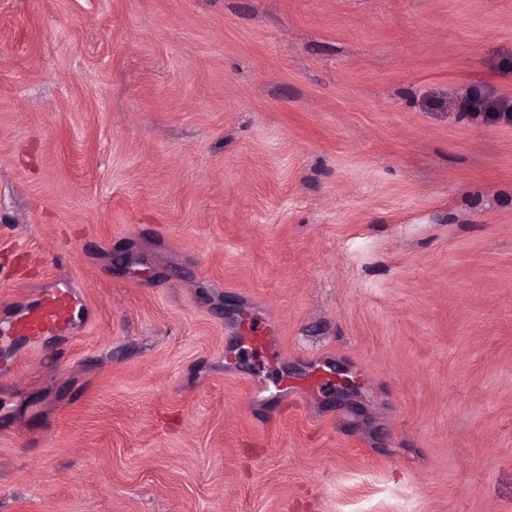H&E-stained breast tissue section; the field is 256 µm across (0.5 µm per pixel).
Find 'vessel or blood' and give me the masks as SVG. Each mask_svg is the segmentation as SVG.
<instances>
[{"instance_id": "b4317fda", "label": "vessel or blood", "mask_w": 512, "mask_h": 512, "mask_svg": "<svg viewBox=\"0 0 512 512\" xmlns=\"http://www.w3.org/2000/svg\"><path fill=\"white\" fill-rule=\"evenodd\" d=\"M84 318L85 306L72 289L45 288L37 298L12 310L7 321H0V344L65 338Z\"/></svg>"}]
</instances>
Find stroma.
Masks as SVG:
<instances>
[{"label":"stroma","mask_w":512,"mask_h":512,"mask_svg":"<svg viewBox=\"0 0 512 512\" xmlns=\"http://www.w3.org/2000/svg\"><path fill=\"white\" fill-rule=\"evenodd\" d=\"M471 91L512 97V0H0V314L87 309L0 352V512H512ZM85 305L72 288H43L37 298L0 319V344L40 343L69 337L85 318Z\"/></svg>","instance_id":"1"}]
</instances>
